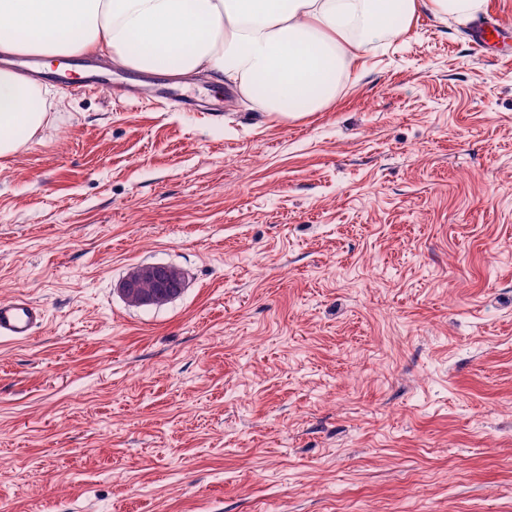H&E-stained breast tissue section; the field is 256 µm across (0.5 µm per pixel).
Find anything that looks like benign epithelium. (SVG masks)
Instances as JSON below:
<instances>
[{
  "mask_svg": "<svg viewBox=\"0 0 512 512\" xmlns=\"http://www.w3.org/2000/svg\"><path fill=\"white\" fill-rule=\"evenodd\" d=\"M185 277L177 268L164 264L140 265L128 272L117 292L134 307H160L177 296Z\"/></svg>",
  "mask_w": 512,
  "mask_h": 512,
  "instance_id": "obj_1",
  "label": "benign epithelium"
}]
</instances>
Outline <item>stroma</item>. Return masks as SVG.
Segmentation results:
<instances>
[{"label": "stroma", "instance_id": "stroma-1", "mask_svg": "<svg viewBox=\"0 0 512 512\" xmlns=\"http://www.w3.org/2000/svg\"><path fill=\"white\" fill-rule=\"evenodd\" d=\"M419 11L325 111L71 94L0 158V512H512V41ZM171 264L157 308L115 290ZM502 29L498 24L490 22H479L475 25L472 33L474 47L484 50L491 42L500 38ZM185 277L177 268L164 264L140 265L128 272L117 285V292L128 305L160 307L177 296ZM44 321L42 308L25 297L0 301V340L25 342Z\"/></svg>", "mask_w": 512, "mask_h": 512}]
</instances>
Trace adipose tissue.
Listing matches in <instances>:
<instances>
[{"mask_svg":"<svg viewBox=\"0 0 512 512\" xmlns=\"http://www.w3.org/2000/svg\"><path fill=\"white\" fill-rule=\"evenodd\" d=\"M419 0H0V49L46 58L105 52L140 72H208L281 118L326 109L348 49L400 36ZM48 92L0 69V157L49 118Z\"/></svg>","mask_w":512,"mask_h":512,"instance_id":"ef3b65f1","label":"adipose tissue"}]
</instances>
